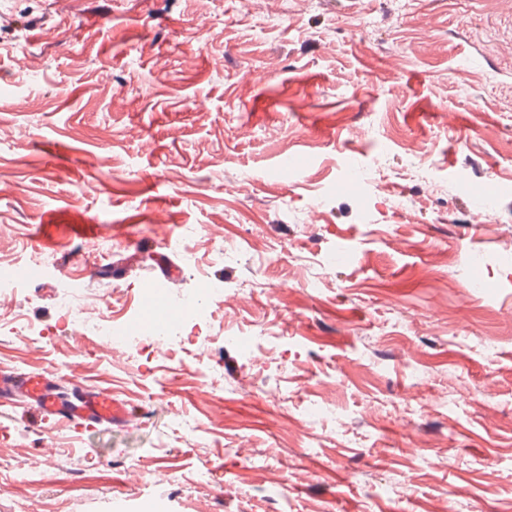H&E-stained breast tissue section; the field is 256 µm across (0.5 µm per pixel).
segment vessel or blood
I'll return each mask as SVG.
<instances>
[{"label": "vessel or blood", "mask_w": 512, "mask_h": 512, "mask_svg": "<svg viewBox=\"0 0 512 512\" xmlns=\"http://www.w3.org/2000/svg\"><path fill=\"white\" fill-rule=\"evenodd\" d=\"M0 401L26 405L49 419L61 417L88 425L124 426L132 418L109 394L84 389L60 394L49 372L0 371Z\"/></svg>", "instance_id": "vessel-or-blood-1"}]
</instances>
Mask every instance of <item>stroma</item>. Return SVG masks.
I'll return each mask as SVG.
<instances>
[{
	"label": "stroma",
	"instance_id": "stroma-1",
	"mask_svg": "<svg viewBox=\"0 0 512 512\" xmlns=\"http://www.w3.org/2000/svg\"><path fill=\"white\" fill-rule=\"evenodd\" d=\"M0 253L46 260L0 370L139 414L0 404V457L44 471L0 469V512H512V0H0ZM64 271L121 320L207 283L225 326L200 362L72 343Z\"/></svg>",
	"mask_w": 512,
	"mask_h": 512
}]
</instances>
